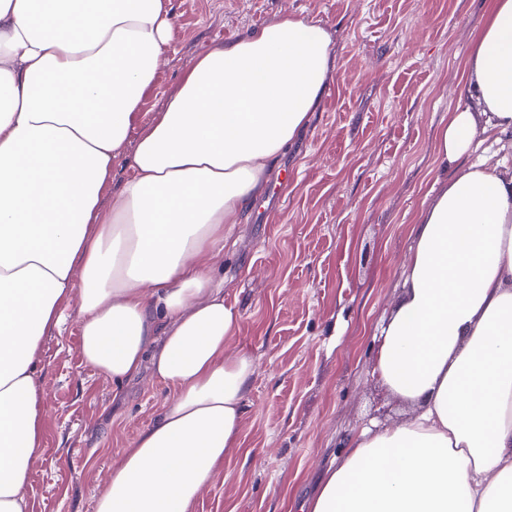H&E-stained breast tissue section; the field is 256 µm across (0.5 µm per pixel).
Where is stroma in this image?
Listing matches in <instances>:
<instances>
[{
	"mask_svg": "<svg viewBox=\"0 0 512 512\" xmlns=\"http://www.w3.org/2000/svg\"><path fill=\"white\" fill-rule=\"evenodd\" d=\"M490 0H170L174 34L147 95L150 120L190 60L285 11L334 33L335 65L308 126L274 166L213 261L235 307L232 345L254 354L240 446L194 512H289L315 491L364 422L397 403L371 375L376 327L395 305L410 228L447 175L436 133ZM80 301L43 341L44 439L29 512H93L122 448L168 399L151 367L122 383L79 354Z\"/></svg>",
	"mask_w": 512,
	"mask_h": 512,
	"instance_id": "obj_1",
	"label": "stroma"
}]
</instances>
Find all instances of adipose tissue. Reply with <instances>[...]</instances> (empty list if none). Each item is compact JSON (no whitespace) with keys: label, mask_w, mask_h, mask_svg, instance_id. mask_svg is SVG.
I'll list each match as a JSON object with an SVG mask.
<instances>
[{"label":"adipose tissue","mask_w":512,"mask_h":512,"mask_svg":"<svg viewBox=\"0 0 512 512\" xmlns=\"http://www.w3.org/2000/svg\"><path fill=\"white\" fill-rule=\"evenodd\" d=\"M169 0H0V512H28L44 336L81 293L80 357L172 396L123 449L94 512H193L240 446L255 357L204 260L308 125L333 36L284 13L211 46L149 122ZM467 97L438 134L452 175L410 230L373 375L402 408L363 425L300 512H512V172L461 165L512 132V0L472 35ZM133 171L101 205L127 141Z\"/></svg>","instance_id":"obj_1"}]
</instances>
